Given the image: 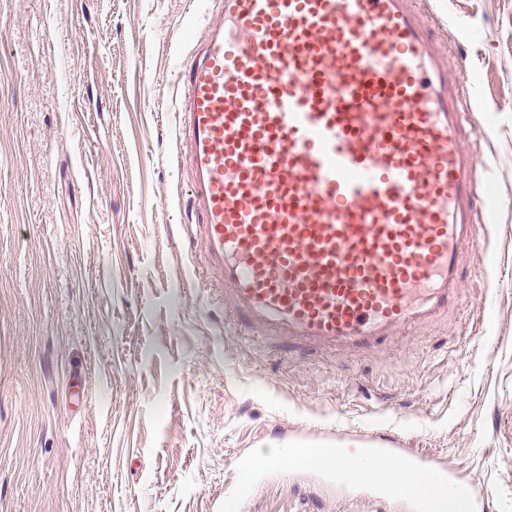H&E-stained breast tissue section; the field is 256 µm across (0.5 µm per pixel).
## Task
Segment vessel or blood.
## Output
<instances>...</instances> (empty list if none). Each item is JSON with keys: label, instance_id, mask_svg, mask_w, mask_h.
I'll use <instances>...</instances> for the list:
<instances>
[{"label": "vessel or blood", "instance_id": "b4317fda", "mask_svg": "<svg viewBox=\"0 0 512 512\" xmlns=\"http://www.w3.org/2000/svg\"><path fill=\"white\" fill-rule=\"evenodd\" d=\"M425 0H208L178 74L188 238L243 322L362 345L437 313L475 166ZM378 466L435 462L365 440Z\"/></svg>", "mask_w": 512, "mask_h": 512}]
</instances>
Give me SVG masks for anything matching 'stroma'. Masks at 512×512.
<instances>
[{
    "label": "stroma",
    "mask_w": 512,
    "mask_h": 512,
    "mask_svg": "<svg viewBox=\"0 0 512 512\" xmlns=\"http://www.w3.org/2000/svg\"><path fill=\"white\" fill-rule=\"evenodd\" d=\"M484 235L448 308L349 348L188 275L174 160L201 0H0V512H217L235 457L390 435L512 512V0H431ZM235 512H406L266 465Z\"/></svg>",
    "instance_id": "stroma-1"
}]
</instances>
